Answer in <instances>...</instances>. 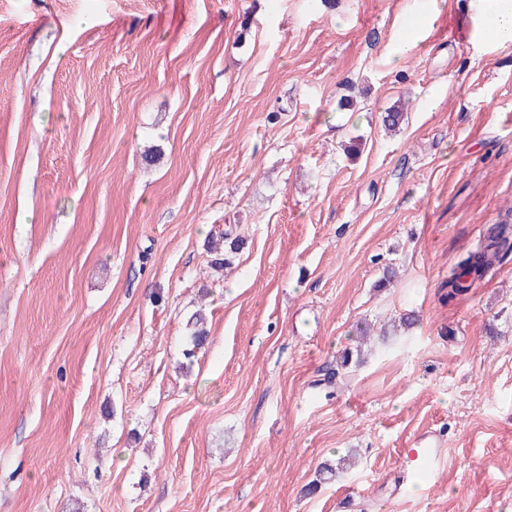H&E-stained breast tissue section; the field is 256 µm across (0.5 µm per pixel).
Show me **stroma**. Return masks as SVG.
Wrapping results in <instances>:
<instances>
[{"label":"stroma","mask_w":512,"mask_h":512,"mask_svg":"<svg viewBox=\"0 0 512 512\" xmlns=\"http://www.w3.org/2000/svg\"><path fill=\"white\" fill-rule=\"evenodd\" d=\"M511 206L470 0H0V512H512V260L446 299ZM415 444L416 448H403L411 462L409 467L403 471V481L405 477H410L414 480L430 482L436 469L442 463L441 452L439 448H436L439 442L434 438L427 441V437H420Z\"/></svg>","instance_id":"35a3bbf8"}]
</instances>
